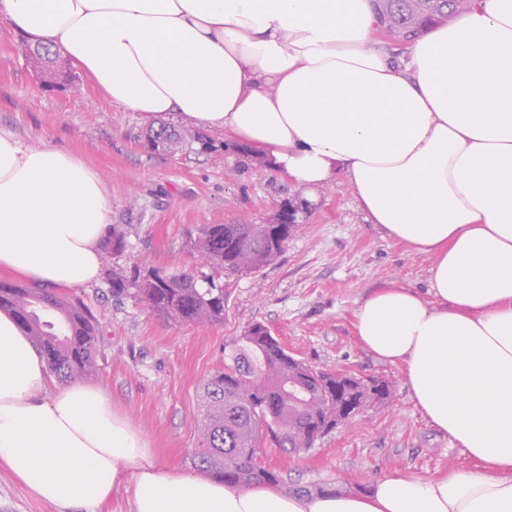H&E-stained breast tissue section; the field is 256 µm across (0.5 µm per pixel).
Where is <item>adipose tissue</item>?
<instances>
[{"label":"adipose tissue","instance_id":"obj_1","mask_svg":"<svg viewBox=\"0 0 512 512\" xmlns=\"http://www.w3.org/2000/svg\"><path fill=\"white\" fill-rule=\"evenodd\" d=\"M112 104L223 130L305 194L335 179L384 236L433 255L426 290L386 282L358 341L400 367L423 416L476 461L305 496L162 466L109 393L54 383L0 311V466L68 512L125 486L131 512H512V0L393 60L371 0H0ZM111 204L68 151L0 125V271L97 282Z\"/></svg>","mask_w":512,"mask_h":512}]
</instances>
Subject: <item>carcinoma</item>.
<instances>
[{
    "mask_svg": "<svg viewBox=\"0 0 512 512\" xmlns=\"http://www.w3.org/2000/svg\"><path fill=\"white\" fill-rule=\"evenodd\" d=\"M470 0H373L395 37L409 43L430 27L464 13ZM159 128L176 152L210 143L199 133L168 123ZM295 229L290 224H205L198 252L205 264L226 275L259 269L281 255ZM125 235L112 225L105 258L120 255ZM112 295H131L155 314L179 322L209 325L224 319V289L196 286L185 272L134 271L112 278ZM0 309L17 319L20 329L45 357L62 382L91 374L96 367L99 325L81 301L43 288L0 283ZM224 368L201 386L194 467L228 485L254 481L277 484L280 474L257 463V448L268 440L299 454L336 430L355 412L387 403V383L312 365L288 353L268 328L253 324L224 351Z\"/></svg>",
    "mask_w": 512,
    "mask_h": 512,
    "instance_id": "cac0c4a2",
    "label": "carcinoma"
}]
</instances>
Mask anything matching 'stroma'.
Segmentation results:
<instances>
[{
    "label": "stroma",
    "mask_w": 512,
    "mask_h": 512,
    "mask_svg": "<svg viewBox=\"0 0 512 512\" xmlns=\"http://www.w3.org/2000/svg\"><path fill=\"white\" fill-rule=\"evenodd\" d=\"M22 35L0 17V124L29 145H52L93 167L112 201L127 247L98 283L69 289L99 323L100 355L91 383L143 433L157 461L193 473L191 453L203 382L224 366V347L264 324L294 357L385 380L391 397L295 455L264 443L258 462L277 470L282 489L331 486L365 491L374 478L426 477L475 463L423 417L398 367L369 353L353 327L359 303L386 281L425 287L431 255L385 238L365 223L348 185L318 190L272 264L227 277L199 259L205 224H263L285 201L302 200L287 177L256 165L220 130L208 150L149 153L144 136L162 120L114 106L88 81L79 93L42 89L21 55ZM193 274L198 287L224 290V319L209 326L154 314L133 297H114L113 272L133 267ZM0 512H60L32 497L0 467Z\"/></svg>",
    "instance_id": "stroma-1"
}]
</instances>
